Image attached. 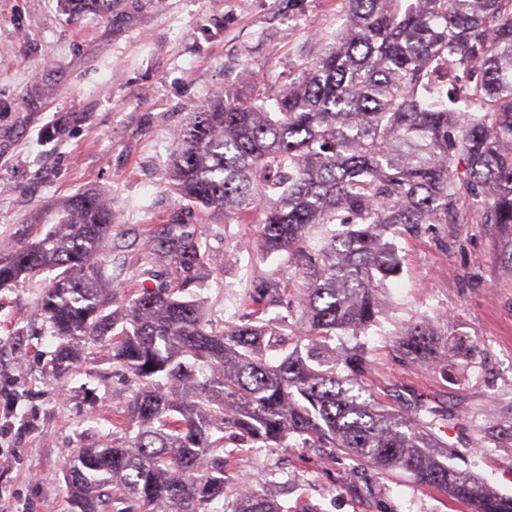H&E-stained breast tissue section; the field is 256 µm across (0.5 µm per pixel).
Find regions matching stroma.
Returning a JSON list of instances; mask_svg holds the SVG:
<instances>
[{"instance_id":"1","label":"stroma","mask_w":512,"mask_h":512,"mask_svg":"<svg viewBox=\"0 0 512 512\" xmlns=\"http://www.w3.org/2000/svg\"><path fill=\"white\" fill-rule=\"evenodd\" d=\"M348 20L345 0H117L108 16L70 20L58 0H0V240L35 213L92 190L112 206L100 259L116 300L185 288L206 319L250 311L249 288L276 280L296 298L298 259L267 254L257 224L203 211L167 178L175 134L225 89L311 67ZM458 224L398 229L397 273L381 285L383 314L330 341L360 353L363 398L408 414L420 399L447 411L433 429L449 464L512 496V228L486 224L472 203ZM198 238L199 261L177 268L172 221ZM45 272L0 288V415L18 453L0 485L21 512H74L61 470L71 448L102 440L127 412L130 379L100 346L66 377L45 371L59 341L38 302ZM425 325L434 355L407 356L402 331ZM287 487L289 512H471L401 474L358 467L334 448L316 456L243 448L224 490Z\"/></svg>"}]
</instances>
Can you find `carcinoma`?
Segmentation results:
<instances>
[{
  "label": "carcinoma",
  "instance_id": "1",
  "mask_svg": "<svg viewBox=\"0 0 512 512\" xmlns=\"http://www.w3.org/2000/svg\"><path fill=\"white\" fill-rule=\"evenodd\" d=\"M74 17L106 15L114 0H59ZM348 24L313 67L276 88L224 90L176 133L171 188L224 216L261 211L268 252L299 249L312 228L324 245L302 268L305 288L288 316L204 320L199 301L145 290L112 309L98 249L112 235L100 195L76 194L50 228L20 224L0 246V287L44 270L56 275L40 311L63 344L50 372L73 368L74 346L105 343L128 372L130 420L112 440L74 448L63 471L75 512H287L280 493L224 497L237 450L227 439L282 448H340L353 460L451 492L475 512H512L476 474L448 464L419 402L400 420L353 394L322 340L376 323L374 283L394 272L380 229L458 224L465 197L488 202L484 222L512 225V0H347ZM465 175H458L459 163ZM180 263L201 244L170 237ZM267 312L278 282L247 294ZM306 330L301 345L286 318ZM425 356L428 332H405ZM137 431L129 430V421Z\"/></svg>",
  "mask_w": 512,
  "mask_h": 512
}]
</instances>
